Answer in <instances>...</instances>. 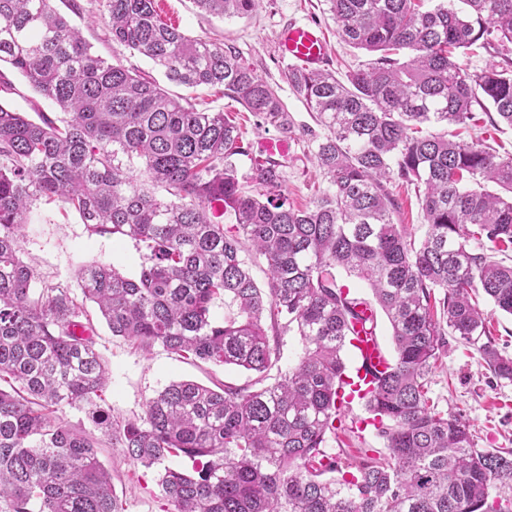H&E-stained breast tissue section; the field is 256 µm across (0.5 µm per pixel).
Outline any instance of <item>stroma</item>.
I'll return each mask as SVG.
<instances>
[{
    "instance_id": "stroma-1",
    "label": "stroma",
    "mask_w": 512,
    "mask_h": 512,
    "mask_svg": "<svg viewBox=\"0 0 512 512\" xmlns=\"http://www.w3.org/2000/svg\"><path fill=\"white\" fill-rule=\"evenodd\" d=\"M79 15L71 22L80 29L94 51L162 81L170 94L203 104L211 111L232 113L239 123L250 157L240 158L241 174H249L251 160L274 155L283 164V193L289 205L303 207L313 202L326 181L312 158L306 134L315 127L311 112L293 94L288 84L289 62L279 48V33L290 22H306L322 28L329 41L328 69L337 78L362 61V51L342 40L325 0H262L248 17L219 18L199 10L194 0H159L164 20L177 25L194 38L211 37L234 48L242 61L277 90L292 122L289 135L275 128H256L254 118L221 90L199 86L189 88L166 81L153 64L112 44L105 22L104 0H79ZM0 77L12 85L0 91V100L18 111L34 114L52 111V104L36 93L9 64L0 65ZM398 203L395 223L404 225L414 241H422L427 227L414 191L390 184ZM22 249L32 258L44 281L76 285L82 266L96 261L109 262L127 275H134L141 262L133 243L116 235H94L78 214L60 206L38 205L26 226ZM96 347L108 368V381L102 397L112 416L129 419L143 414L147 402L170 382L192 380L206 386L226 383L253 387L255 374L231 366L192 364L162 348L143 352L130 342L112 335L106 323L93 318ZM447 346L428 376V395L438 410L460 417L468 425L477 450L512 452V381L497 378L474 349L455 336H447ZM100 459L112 474V487L123 512H162L156 468H147L125 457L121 449L105 448Z\"/></svg>"
}]
</instances>
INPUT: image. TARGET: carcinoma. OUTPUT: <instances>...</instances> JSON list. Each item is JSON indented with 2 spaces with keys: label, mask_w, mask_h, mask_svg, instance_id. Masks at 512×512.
Here are the masks:
<instances>
[{
  "label": "carcinoma",
  "mask_w": 512,
  "mask_h": 512,
  "mask_svg": "<svg viewBox=\"0 0 512 512\" xmlns=\"http://www.w3.org/2000/svg\"><path fill=\"white\" fill-rule=\"evenodd\" d=\"M112 43L179 85L221 87L256 118L291 132L277 91L236 53L166 22L157 0H105ZM245 17L262 0H194ZM341 37L368 59L340 80L288 66V83L325 136L314 160L327 188L288 205L281 164L248 155L224 112L198 109L153 78L91 50L53 0H0V63L58 112L0 103V512H122L100 439L55 416L83 412L106 443L146 467L168 512H512L490 489L512 487V458L473 446L468 425L430 403L426 377L446 332L512 380V358L487 339L481 292L512 315V265L474 244L512 249V153L422 126H468L475 109L512 128V0H326ZM501 58L471 75L456 55L476 42ZM415 190L427 232L416 244L393 221L387 189ZM75 210L96 235L144 249L128 277L81 269L83 299L115 337L185 359L261 375L297 328L299 361L256 391L175 381L144 414L114 420L106 368L71 287L45 285L21 242L34 206ZM235 224L224 225V214ZM267 264L260 286L242 254ZM365 283L350 295L336 269ZM233 312L218 321L216 300ZM378 305L393 354L363 399L385 452L344 459L327 438L346 431L338 399L345 352L375 335ZM274 339H269L268 331ZM184 457L189 470L164 466Z\"/></svg>",
  "instance_id": "cac0c4a2"
}]
</instances>
